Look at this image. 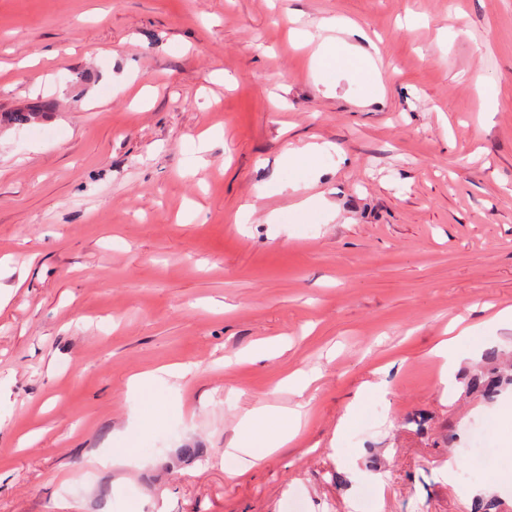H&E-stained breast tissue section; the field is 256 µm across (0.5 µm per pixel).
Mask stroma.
<instances>
[{"label":"stroma","mask_w":512,"mask_h":512,"mask_svg":"<svg viewBox=\"0 0 512 512\" xmlns=\"http://www.w3.org/2000/svg\"><path fill=\"white\" fill-rule=\"evenodd\" d=\"M325 18L375 61L332 92L289 37ZM38 101L0 125V512H512V420L431 354L512 306V0H0V113ZM317 194L335 215L289 216ZM177 363L141 406L129 377ZM300 403L296 440L225 473L245 410ZM325 149V144L312 142L303 148L288 150L286 153L288 165L299 170H306L313 159ZM374 373L379 376V379L376 381H366L362 384L355 399L347 406L346 412L340 418L338 423L339 427L344 428L356 417L359 405L365 396H383L388 393V381L383 377L387 375V370L377 369Z\"/></svg>","instance_id":"stroma-1"}]
</instances>
